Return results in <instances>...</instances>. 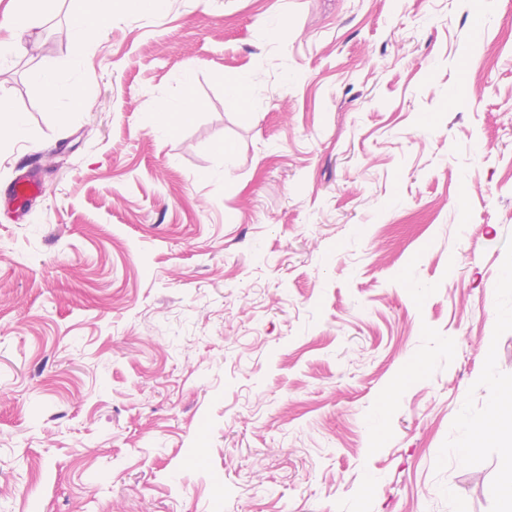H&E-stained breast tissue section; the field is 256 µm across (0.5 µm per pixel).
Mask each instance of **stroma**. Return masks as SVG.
<instances>
[{"instance_id": "35a3bbf8", "label": "stroma", "mask_w": 512, "mask_h": 512, "mask_svg": "<svg viewBox=\"0 0 512 512\" xmlns=\"http://www.w3.org/2000/svg\"><path fill=\"white\" fill-rule=\"evenodd\" d=\"M12 10L0 512H501L453 450L512 388V0H155L78 62ZM32 78L42 91L44 112L58 115L64 112L79 113L86 109L87 100L81 83L53 69L36 70ZM62 104H65V110ZM32 134L22 116L17 112L13 100L5 93L0 94V147L2 142L28 141ZM164 113L172 120L184 119L190 116L197 109L196 100L189 94L173 101L162 103ZM5 200L27 201L36 200L41 195V174L37 170H29L16 177L7 188Z\"/></svg>"}]
</instances>
